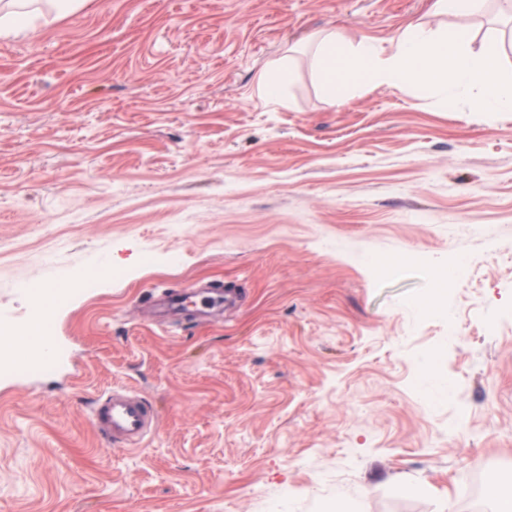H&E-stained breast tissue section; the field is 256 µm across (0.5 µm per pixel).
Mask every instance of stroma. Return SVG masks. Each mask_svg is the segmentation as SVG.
Here are the masks:
<instances>
[{
    "instance_id": "obj_1",
    "label": "stroma",
    "mask_w": 512,
    "mask_h": 512,
    "mask_svg": "<svg viewBox=\"0 0 512 512\" xmlns=\"http://www.w3.org/2000/svg\"><path fill=\"white\" fill-rule=\"evenodd\" d=\"M432 2L93 0L0 37V310L98 273L50 312L62 376L0 389V512H266L284 488L289 512H488L486 475L512 484V112L415 86L333 107L294 49L420 22L512 66L496 0ZM206 282L242 302L152 312ZM115 385L159 413L141 449L95 434ZM485 0H435L434 13L437 15L462 16L480 12ZM290 70L288 58L284 57L259 75L258 85L264 98L271 101L283 98L286 76L287 72L290 74Z\"/></svg>"
}]
</instances>
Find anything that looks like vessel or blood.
Segmentation results:
<instances>
[{
	"instance_id": "vessel-or-blood-1",
	"label": "vessel or blood",
	"mask_w": 512,
	"mask_h": 512,
	"mask_svg": "<svg viewBox=\"0 0 512 512\" xmlns=\"http://www.w3.org/2000/svg\"><path fill=\"white\" fill-rule=\"evenodd\" d=\"M68 286L44 288L32 293V304L26 313L27 323L43 325L41 335L31 337L25 350L10 344H0V383L18 381L32 375L56 371L61 361L53 353L58 339L47 325L49 306L65 293ZM201 291L165 292L164 306L171 311L184 309L187 304H209ZM158 420L153 405L135 391L115 387L99 395L91 409V423L103 445L118 450L133 449L148 438Z\"/></svg>"
}]
</instances>
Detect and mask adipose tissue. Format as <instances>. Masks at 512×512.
<instances>
[{
	"label": "adipose tissue",
	"instance_id": "obj_1",
	"mask_svg": "<svg viewBox=\"0 0 512 512\" xmlns=\"http://www.w3.org/2000/svg\"><path fill=\"white\" fill-rule=\"evenodd\" d=\"M314 58L331 88L413 81L444 105L470 100L481 112H512V67L500 66L473 38L448 29L407 25L387 50L332 29L318 38Z\"/></svg>",
	"mask_w": 512,
	"mask_h": 512
}]
</instances>
